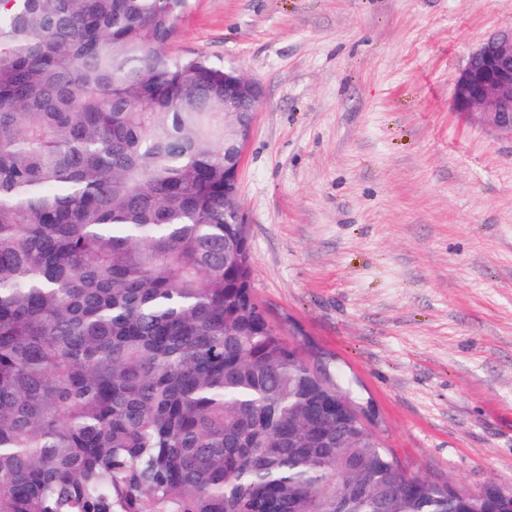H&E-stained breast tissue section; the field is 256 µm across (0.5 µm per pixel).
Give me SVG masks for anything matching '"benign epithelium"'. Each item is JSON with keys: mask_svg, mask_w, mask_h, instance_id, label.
Masks as SVG:
<instances>
[{"mask_svg": "<svg viewBox=\"0 0 512 512\" xmlns=\"http://www.w3.org/2000/svg\"><path fill=\"white\" fill-rule=\"evenodd\" d=\"M235 100H224L227 112H238L233 102L250 104L249 112L257 110L261 97L260 87L237 70ZM453 101L457 111L464 112L488 129L512 135V30L502 31L482 41L454 80ZM253 130V118L241 123L238 136L231 140L234 149L224 150V173L239 182L244 149ZM482 502L493 507V512H512V491L505 492L494 484L476 491Z\"/></svg>", "mask_w": 512, "mask_h": 512, "instance_id": "benign-epithelium-1", "label": "benign epithelium"}]
</instances>
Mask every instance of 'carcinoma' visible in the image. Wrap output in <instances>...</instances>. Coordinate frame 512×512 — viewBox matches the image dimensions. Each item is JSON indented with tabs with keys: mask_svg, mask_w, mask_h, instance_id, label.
I'll return each instance as SVG.
<instances>
[{
	"mask_svg": "<svg viewBox=\"0 0 512 512\" xmlns=\"http://www.w3.org/2000/svg\"><path fill=\"white\" fill-rule=\"evenodd\" d=\"M188 0H0V512H473L245 287Z\"/></svg>",
	"mask_w": 512,
	"mask_h": 512,
	"instance_id": "carcinoma-1",
	"label": "carcinoma"
}]
</instances>
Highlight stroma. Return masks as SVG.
Segmentation results:
<instances>
[{
    "instance_id": "stroma-1",
    "label": "stroma",
    "mask_w": 512,
    "mask_h": 512,
    "mask_svg": "<svg viewBox=\"0 0 512 512\" xmlns=\"http://www.w3.org/2000/svg\"><path fill=\"white\" fill-rule=\"evenodd\" d=\"M512 0H190L170 54L262 90L253 289L406 475L512 489V136L453 106Z\"/></svg>"
}]
</instances>
